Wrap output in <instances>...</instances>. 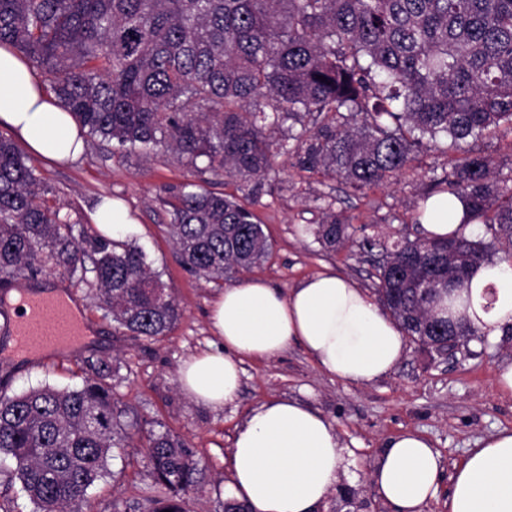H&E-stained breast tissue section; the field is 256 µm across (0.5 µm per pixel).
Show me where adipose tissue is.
Segmentation results:
<instances>
[{
  "instance_id": "ef3b65f1",
  "label": "adipose tissue",
  "mask_w": 512,
  "mask_h": 512,
  "mask_svg": "<svg viewBox=\"0 0 512 512\" xmlns=\"http://www.w3.org/2000/svg\"><path fill=\"white\" fill-rule=\"evenodd\" d=\"M0 124L31 152L56 162L84 152L81 128L70 112L35 79L28 61L0 46ZM425 239L471 236L467 210L440 193L422 202ZM104 239L135 232L131 210L103 199L91 214ZM464 320L487 340L512 327V265L489 263L464 289ZM211 326L221 345L186 360L179 375L195 402L219 409L240 390L243 358L270 359L289 344L301 345L324 373L352 384L388 374L401 360L404 333L383 307L354 281L320 272L290 291L257 279L225 289L214 301ZM345 461L332 423L294 399L273 398L252 409L234 436L228 485L232 498L253 512H319ZM442 462L416 432L388 439L370 469L378 496L393 512H422L439 490ZM448 512H512V430L483 439L455 468Z\"/></svg>"
}]
</instances>
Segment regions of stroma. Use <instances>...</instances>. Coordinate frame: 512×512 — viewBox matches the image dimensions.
Returning <instances> with one entry per match:
<instances>
[{
    "mask_svg": "<svg viewBox=\"0 0 512 512\" xmlns=\"http://www.w3.org/2000/svg\"><path fill=\"white\" fill-rule=\"evenodd\" d=\"M459 149L494 159L498 176L512 174L511 132L470 138ZM31 162L49 188L46 204L67 218L75 232L97 238L88 213L102 197L128 204L141 225L135 240L152 268L161 273L181 316L165 336L154 340L123 334L101 308L92 274L53 271L57 285L79 302L95 341L61 362L38 364L0 357V394L44 386L78 387L86 375V360L107 363L126 431L137 438L149 430H167L193 450L203 476L187 496L189 512H224L228 458L236 429L252 408L271 398L295 399L318 409L334 423L350 452L348 470L321 512H392L373 490L369 466L387 439L405 431L421 433L442 456L445 476L437 497L424 512H445L449 476L455 466L482 439L512 428V396L503 394L497 383L500 364L512 360L511 329L495 343L473 337L466 350L450 359L408 343L389 374L360 385L323 373L293 343L270 359H244L241 390L232 404L213 409L195 403L181 388L179 370L189 357L217 343L208 313L222 288L181 266L166 233L165 200L167 189L203 184L204 175L174 151L147 158L121 153L97 138L87 139L84 154L71 165L59 167L36 155ZM447 162V153L422 152L417 169L391 186L376 187L363 195L318 175L300 176L283 158L260 189L221 179L218 190L247 198L274 243L267 262L252 274L235 275L234 283L253 276L287 290L330 269L372 290L373 265L368 254L347 247L327 253L306 234L309 222L319 215L320 201L333 202L335 210L354 227L364 228L366 235L388 243L405 236L416 239L421 231L413 218L429 191L428 172L442 169ZM152 494L153 478L142 448H115L105 475L87 492L84 512H149Z\"/></svg>",
    "mask_w": 512,
    "mask_h": 512,
    "instance_id": "35a3bbf8",
    "label": "stroma"
}]
</instances>
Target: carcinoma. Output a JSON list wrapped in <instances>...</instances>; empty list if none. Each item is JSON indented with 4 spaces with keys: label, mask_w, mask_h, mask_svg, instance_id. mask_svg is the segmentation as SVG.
Here are the masks:
<instances>
[{
    "label": "carcinoma",
    "mask_w": 512,
    "mask_h": 512,
    "mask_svg": "<svg viewBox=\"0 0 512 512\" xmlns=\"http://www.w3.org/2000/svg\"><path fill=\"white\" fill-rule=\"evenodd\" d=\"M1 45L28 59L90 137L145 156L172 149L216 180L258 186L289 154L298 172L362 194L412 169L441 137L455 146L512 132V0H0ZM430 183L464 199L492 240L389 246L355 238L330 207L312 228L328 252L379 249L378 300L419 345L448 335L458 291L497 244L512 247V178H497L492 158L464 152ZM47 192L0 133V288L49 257L93 274L118 328L166 335L179 307L143 249L74 234ZM167 206L181 264L198 277L231 279L272 253L266 226L234 195L194 184ZM87 370L77 388L0 395V454L14 464L6 478L34 512H82L110 450L128 438L109 366L89 360ZM145 440L162 489L151 512H186L201 476L194 452L168 431Z\"/></svg>",
    "instance_id": "cac0c4a2"
}]
</instances>
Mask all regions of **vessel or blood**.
Segmentation results:
<instances>
[{"label": "vessel or blood", "instance_id": "b4317fda", "mask_svg": "<svg viewBox=\"0 0 512 512\" xmlns=\"http://www.w3.org/2000/svg\"><path fill=\"white\" fill-rule=\"evenodd\" d=\"M0 326L11 355L29 360L68 359L89 338L82 316L62 293L39 294L19 307L1 304Z\"/></svg>", "mask_w": 512, "mask_h": 512}]
</instances>
